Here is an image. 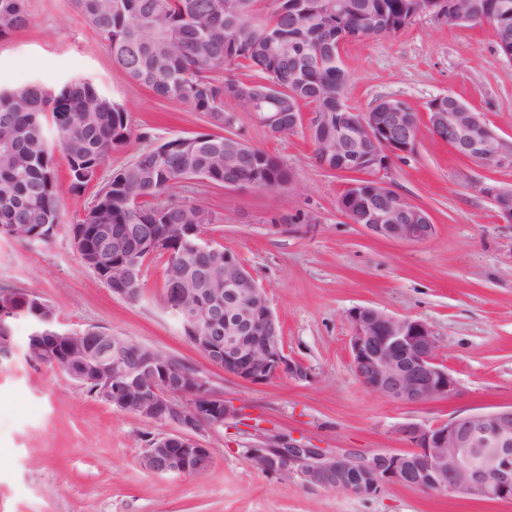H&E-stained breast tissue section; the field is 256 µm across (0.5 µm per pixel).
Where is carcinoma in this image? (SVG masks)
I'll list each match as a JSON object with an SVG mask.
<instances>
[{
	"label": "carcinoma",
	"mask_w": 512,
	"mask_h": 512,
	"mask_svg": "<svg viewBox=\"0 0 512 512\" xmlns=\"http://www.w3.org/2000/svg\"><path fill=\"white\" fill-rule=\"evenodd\" d=\"M256 0H73L77 11L107 44L113 61L130 78L154 95L207 113L224 124V100L240 81L218 79L214 73L231 64H247L254 83L276 81L283 112H298L303 104L316 112H352L345 100L350 80L342 60L327 58L308 64L297 46L303 40L336 41L340 32L359 39L369 31L367 20L381 18L379 35L391 36L406 25L410 11L428 0H345L341 17L320 16L305 26L295 18L314 9L316 0H275L270 16L255 12ZM478 13H502L512 31V0H473ZM31 23L26 0H0V38ZM99 87L85 79L67 81L50 93L38 83L0 90V230H23L26 240L50 243L61 226L84 229L93 245L94 224L127 232L133 224H158V231L178 236L179 224H198L200 233L213 223L205 207L164 203L160 198L188 174L220 185L224 182V136L214 133L176 137L162 143L166 157L155 159L157 147L142 149L112 174L92 205L74 224H66L56 192L57 172L50 142L66 157L71 188L82 191L86 176L96 171L132 136L125 106L100 103ZM293 172L262 149L239 170L242 188L253 182L280 187ZM24 320L31 335L45 338L52 349L56 322H44L28 312L0 318V336L10 335L12 323Z\"/></svg>",
	"instance_id": "carcinoma-1"
}]
</instances>
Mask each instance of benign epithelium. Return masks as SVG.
<instances>
[{
    "label": "benign epithelium",
    "mask_w": 512,
    "mask_h": 512,
    "mask_svg": "<svg viewBox=\"0 0 512 512\" xmlns=\"http://www.w3.org/2000/svg\"><path fill=\"white\" fill-rule=\"evenodd\" d=\"M448 21L468 28L476 22L499 29L497 19L475 15L469 0H449ZM260 112L275 137L304 125L317 152L319 166L330 168L331 156L342 152L357 167L371 172L388 166L391 157L410 151L422 126L436 139H446L458 157L486 172L512 170V139L493 129L478 112L451 95L433 99L426 120L389 107L383 112H355L329 125L326 112L265 110L247 91L237 92ZM252 153L238 137L224 135V186L236 188L231 172ZM376 193L354 214L341 209L351 222L372 236L420 243L433 238L436 226L428 212L413 205L384 181L374 179ZM499 215L512 222V188L487 186ZM201 239L198 225L183 224L178 237L157 232L141 236L130 250L121 238L112 240V267L122 269L112 280V293L134 301L143 275L134 255L162 251L169 259L167 275L174 288L167 308L184 334L224 373L253 385L286 376L309 378L308 370L290 359L280 342L278 318L267 292L244 267L227 254L214 251V266L198 269L184 257ZM352 329L351 371L367 389L394 402L422 405L457 393V383L436 359L433 327L426 321L396 318L371 306L348 311ZM52 362L82 386L92 383L101 401L127 414L159 422L170 431L151 439L143 465L153 473L198 474L213 463L212 449L200 439L206 431L224 427L238 408L197 372L184 370L161 350L123 336L89 328L55 337ZM409 443L405 452L357 454L328 452L304 446L291 437L274 435L245 449L252 467L282 478L298 475L313 486L359 497L380 494L401 484L441 494H466L486 501L512 499V405L494 411L456 416L445 423L398 427Z\"/></svg>",
    "instance_id": "7a95c632"
}]
</instances>
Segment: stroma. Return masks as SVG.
<instances>
[{"mask_svg":"<svg viewBox=\"0 0 512 512\" xmlns=\"http://www.w3.org/2000/svg\"><path fill=\"white\" fill-rule=\"evenodd\" d=\"M28 27L0 38V89L31 82L48 90L88 79L123 103L130 142L79 194L55 152L56 191L68 222L143 148L197 133L225 132L276 156L294 179L277 190L236 189L200 180L178 184L168 202H193L213 215L208 237L233 252L266 288L287 356L308 380L250 385L225 374L183 335L162 301L165 256L144 263L140 300L130 302L81 263L68 233L49 244L0 238V287L37 294L62 328L97 327L166 351L194 367L242 413L205 432L213 464L203 475H158L142 457L163 424L120 412L59 371L27 360V323L14 322L0 353V512H512L482 501L401 484L374 497L323 489L254 470L244 454L259 434L281 433L331 452H401L399 425H436L472 411L512 405V223L480 191L512 186V171L486 174L422 133L380 178L425 209L436 226L424 243L378 239L351 223L339 198L353 176L319 166L304 129L271 136L257 114L228 99V126L159 99L112 60L71 0H26ZM348 104L368 111L396 98L426 114L450 94L512 138V61L489 26L449 24L446 12L417 16L393 36L345 42ZM376 307L427 321L436 357L458 383L452 398L422 405L390 401L351 371L348 311Z\"/></svg>","mask_w":512,"mask_h":512,"instance_id":"obj_1","label":"stroma"}]
</instances>
